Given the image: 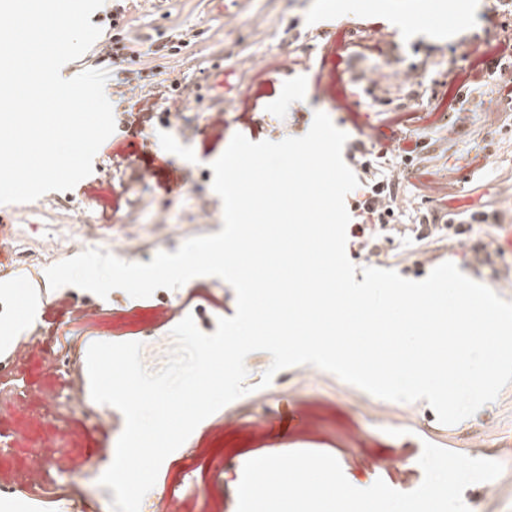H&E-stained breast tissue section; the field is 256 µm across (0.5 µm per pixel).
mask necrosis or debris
<instances>
[{
	"mask_svg": "<svg viewBox=\"0 0 512 512\" xmlns=\"http://www.w3.org/2000/svg\"><path fill=\"white\" fill-rule=\"evenodd\" d=\"M48 355L54 360L52 383L37 389L20 388L18 379L30 361ZM0 398L9 404L7 420H20L36 435L21 463L15 464L10 460L12 433L0 428V512H12L19 504L32 508L46 498L55 499L61 512H103L110 507L114 492L101 486L99 478L111 464V456L90 458L82 468L69 470L67 489L62 493L50 476L61 466L56 441L75 416H95L97 428L104 431L110 424L107 418L96 416L97 404L68 352L63 345L51 343L43 328H35L33 336L20 341L11 356L0 361ZM179 455L185 462L179 480L145 495L140 512H154L160 500L167 501L169 512H184L187 503L196 512H214L224 501L222 460L208 458L205 449L191 443L183 444Z\"/></svg>",
	"mask_w": 512,
	"mask_h": 512,
	"instance_id": "1",
	"label": "necrosis or debris"
}]
</instances>
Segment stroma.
<instances>
[{
  "label": "stroma",
  "mask_w": 512,
  "mask_h": 512,
  "mask_svg": "<svg viewBox=\"0 0 512 512\" xmlns=\"http://www.w3.org/2000/svg\"><path fill=\"white\" fill-rule=\"evenodd\" d=\"M223 2L219 12L212 0H131L126 18L137 34L156 39L178 26L191 30L194 39L177 55H149L114 68L105 94L116 128L97 151L89 176L71 190L56 192L51 204L6 205L15 230L27 224L36 230L28 235L32 271L18 269L16 255L0 254V295L14 298L22 310L17 320L0 317V353L12 352L14 341L38 317L43 299L71 293L85 311L68 338L71 357L87 355L98 341H139L141 328L153 324L155 337L141 358L146 369H160L174 340L171 326L156 324L154 297L133 298L121 289L105 298L80 288L49 289L46 271L60 258L39 225H54L63 240L73 236L75 221H82L92 248L132 222L163 221L217 233L223 205L212 189L211 164L234 134L253 142L301 137L321 111L346 133L348 143H355L381 125V101L397 98L398 85L414 71L425 76L431 93L424 103L431 116L419 130L420 156L428 167L453 166L451 207L463 211L490 204L499 207L502 223L512 225V203L498 196L502 182L512 179V128L489 125L479 112L463 111L454 118L435 109L438 98L456 92L453 77L477 48L512 35L493 0H345L339 10L330 8V0ZM376 30L386 35L382 54L357 55V44ZM342 60L359 74V82L338 80ZM174 79L192 84L194 92L173 105L159 101V108L169 111L166 122L145 131L126 123L125 114L137 101L133 86ZM288 110L294 118L280 126L277 117ZM219 111L224 114L220 133L209 125L210 114ZM451 119L458 132L449 139L443 126ZM118 157L124 158L123 166H115ZM447 259L512 301V253L482 268L460 246ZM188 285L209 291L216 303L197 323L202 332L213 333L218 319L234 316L236 294L226 281L199 276ZM271 362L264 351L247 356L250 391L228 405L240 415L238 426L217 437L203 422L191 435L210 456L224 459L225 512H237L243 466L251 453L264 449L326 452L337 457L353 486L363 489L381 479L402 492L421 484L418 460L427 442L468 456L477 450L485 459L512 457V383L475 415L445 425L426 401L383 400L317 367L297 365L285 368L288 384L266 413L258 384ZM94 424L91 417L73 423L66 451L70 468L111 450V437L95 431ZM463 497L470 512H512V472L489 484L470 485Z\"/></svg>",
  "instance_id": "obj_1"
}]
</instances>
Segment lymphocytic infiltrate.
Instances as JSON below:
<instances>
[{
    "mask_svg": "<svg viewBox=\"0 0 512 512\" xmlns=\"http://www.w3.org/2000/svg\"><path fill=\"white\" fill-rule=\"evenodd\" d=\"M127 11V0H114L111 26L114 30L108 45L98 51V62L128 60L138 57L141 40L131 30L121 27ZM512 66V38L507 37L488 44L467 69L458 74L460 85L451 97V105H472L483 108L488 96L512 103V83L497 82L495 76ZM406 97L393 109L386 128H374L365 138L357 140L349 155L350 163L360 183L362 199L358 201L357 222L350 227V236L366 260L383 263L389 253L383 252L382 242H394L406 237L424 241L435 238L455 242L465 235L471 224L498 222L499 214L493 209L451 208L435 214L414 202L399 198L398 191L405 178V166L417 158L419 151L413 140L416 130L407 126L417 115L420 90L418 77H408L404 82Z\"/></svg>",
    "mask_w": 512,
    "mask_h": 512,
    "instance_id": "1",
    "label": "lymphocytic infiltrate"
}]
</instances>
